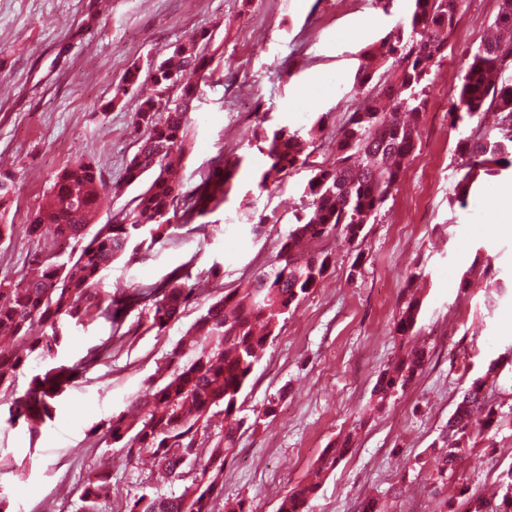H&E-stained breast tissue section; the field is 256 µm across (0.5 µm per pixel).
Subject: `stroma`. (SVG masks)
<instances>
[{
    "mask_svg": "<svg viewBox=\"0 0 512 512\" xmlns=\"http://www.w3.org/2000/svg\"><path fill=\"white\" fill-rule=\"evenodd\" d=\"M411 0H0V171L12 174L6 224L26 223L57 171L95 158L107 180L120 181L133 155L131 91L122 105L112 88L132 65L167 56L195 33L209 31L220 60L203 88L182 175L187 186L219 181L212 160L234 165L218 208L176 238L132 262L113 265L103 299L149 287L196 253L189 281L194 298L165 333L131 312L136 334L112 338L108 320L92 314L63 328L62 358L74 362L102 341L112 343L71 389L37 440L0 419V494L10 512H76L79 489L98 466L112 469L106 512H124L143 488L170 481L141 455L125 461L98 426L127 411L184 330L224 291L244 287L270 263L276 244L301 214L309 173L290 172L259 187L267 159L255 147L257 127L305 131L325 117L312 158L329 162L328 132L350 112L357 56L407 22ZM498 0H469L446 57L437 67L420 123V142L397 192L367 225L364 241H326L330 274L281 322L241 393L243 428L236 456L224 467L223 499L252 512H276L293 486L319 480L312 512H357L377 499L385 512H441L448 488L478 483L495 491L512 466V172L487 178L467 207L452 202L463 175L448 102L475 44L473 17L491 25ZM275 213L260 236L241 233L254 214ZM359 271H352L353 261ZM220 264L219 278L200 280ZM478 273H470V266ZM471 284L460 288L462 274ZM423 301L417 335L401 338L394 323L409 295ZM428 363L406 392L378 406V372L414 346ZM497 362L495 399L503 425L476 436L454 473L438 477L436 442L462 387ZM352 436L335 468L318 474L328 449Z\"/></svg>",
    "mask_w": 512,
    "mask_h": 512,
    "instance_id": "35a3bbf8",
    "label": "stroma"
}]
</instances>
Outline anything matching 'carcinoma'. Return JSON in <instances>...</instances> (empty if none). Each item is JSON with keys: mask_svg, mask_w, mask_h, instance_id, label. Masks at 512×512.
I'll use <instances>...</instances> for the list:
<instances>
[{"mask_svg": "<svg viewBox=\"0 0 512 512\" xmlns=\"http://www.w3.org/2000/svg\"><path fill=\"white\" fill-rule=\"evenodd\" d=\"M412 2L408 24L393 28L379 45L361 51L354 83L366 90L365 101L329 136L330 163L317 164L307 150L315 131L324 129L326 112L305 133L281 127L257 139L258 149L269 161L260 184L296 169L310 171L305 187L308 212L296 217L288 235L278 242L272 263L257 270L245 287L210 303L187 328L168 353L171 370L151 379L135 399L138 419L128 422L118 414L106 424L104 437L124 450L127 460L147 451L167 478L181 483L177 494L144 491L134 496L125 512H214L224 465L234 457L246 424L245 418L237 417L238 398L282 316L296 309L333 265L331 254L324 250L303 253V243L336 235L349 244L365 238L366 226L374 223L397 190L420 140V114L427 104L432 72L446 57L465 10L464 0ZM493 25L512 30V0H499ZM211 40L212 35L204 32L147 67L144 83L149 92L141 95L133 120L137 150L124 174L126 186L144 181L147 185L112 220L96 222L99 199L112 186L98 162L89 159L60 169L45 203L28 223L19 225V231L33 240L41 239L44 226L50 225L54 239L71 247L65 260L40 248L28 258L35 274L17 283L0 280V336L16 344L8 352L0 349V408H7L6 422L25 430L32 442L54 416L70 383L112 348L109 338L72 365L53 363L64 339L59 332L63 322L80 319L95 308L116 334L124 323L122 312L146 304L149 329L161 334L180 319L190 300L193 288L185 287V277L195 263L193 256L154 286L135 288L105 306L100 285L113 264L175 236V230L211 211L227 192V178L188 190L173 177L190 148V114L196 111L201 84L212 76ZM390 58L399 77L387 84L378 70ZM469 58L449 112L457 135L456 152L467 157L466 171L453 189L454 199L462 204L484 177L512 166V39L486 40ZM140 74L141 67L133 65L114 85L110 105L123 103ZM488 110L499 115L495 136L475 123ZM174 218L179 224H172ZM421 308L422 301L410 297L395 321L397 335L413 334ZM39 326L43 332L34 333ZM34 353L45 367L17 395L11 390L12 378ZM426 363L422 349L400 358L379 372L373 394L383 402L405 391ZM486 385V379L476 377L455 400L441 434L447 447L433 456L441 478L456 470L474 435L500 424L501 415L487 398ZM217 414L224 415L226 424L211 440L202 464L198 443L207 437L209 418ZM316 492L313 483L293 487L280 498L278 512H308ZM111 493L112 473H91L82 486L78 512H103ZM448 512H512V468L500 475L495 498L462 486Z\"/></svg>", "mask_w": 512, "mask_h": 512, "instance_id": "1", "label": "carcinoma"}]
</instances>
